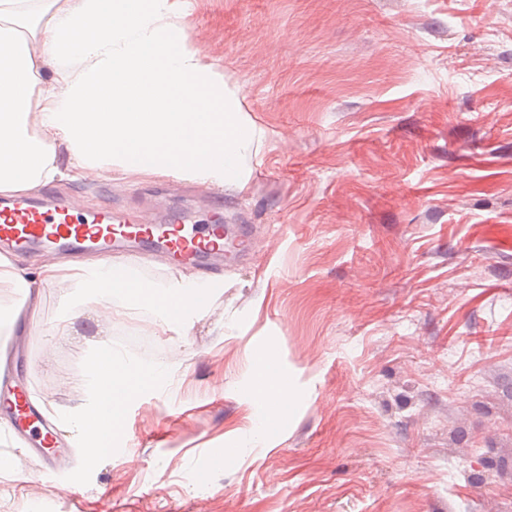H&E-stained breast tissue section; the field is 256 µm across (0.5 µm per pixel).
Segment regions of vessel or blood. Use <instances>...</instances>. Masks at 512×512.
<instances>
[{
  "label": "vessel or blood",
  "mask_w": 512,
  "mask_h": 512,
  "mask_svg": "<svg viewBox=\"0 0 512 512\" xmlns=\"http://www.w3.org/2000/svg\"><path fill=\"white\" fill-rule=\"evenodd\" d=\"M220 219L215 211L204 224L192 223L184 214L148 223L134 211L83 212L52 197L4 199L0 200V246L15 252L74 255L92 250L105 258L156 251L167 266L207 269L220 261H236L243 254V228L221 225ZM0 408L13 418L12 435L39 448L43 463H50L59 439L31 404L29 389L18 381L11 364L0 372Z\"/></svg>",
  "instance_id": "vessel-or-blood-1"
}]
</instances>
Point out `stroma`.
I'll use <instances>...</instances> for the list:
<instances>
[{
    "label": "stroma",
    "mask_w": 512,
    "mask_h": 512,
    "mask_svg": "<svg viewBox=\"0 0 512 512\" xmlns=\"http://www.w3.org/2000/svg\"><path fill=\"white\" fill-rule=\"evenodd\" d=\"M187 33L264 132L245 191L110 174L53 190L205 202L249 252L183 328L99 307L20 371L61 421L43 475L0 417V512H512V0H183ZM85 292L43 289V327ZM162 368L108 458L73 416L99 344ZM289 383L255 442V359Z\"/></svg>",
    "instance_id": "1"
}]
</instances>
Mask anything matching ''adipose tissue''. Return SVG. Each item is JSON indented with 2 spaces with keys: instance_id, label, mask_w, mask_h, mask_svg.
<instances>
[{
  "instance_id": "obj_1",
  "label": "adipose tissue",
  "mask_w": 512,
  "mask_h": 512,
  "mask_svg": "<svg viewBox=\"0 0 512 512\" xmlns=\"http://www.w3.org/2000/svg\"><path fill=\"white\" fill-rule=\"evenodd\" d=\"M179 0H0V194L12 196L107 172L176 177L245 189L244 161L263 132L224 94L192 44ZM135 260H55L29 270L0 253V286L26 297L74 284L88 311L112 320L151 311L161 329L184 324L208 294L194 276L145 288ZM156 369L100 346L91 372L97 403L78 426L93 456L112 453L126 406L156 385ZM110 402L101 414V402Z\"/></svg>"
}]
</instances>
